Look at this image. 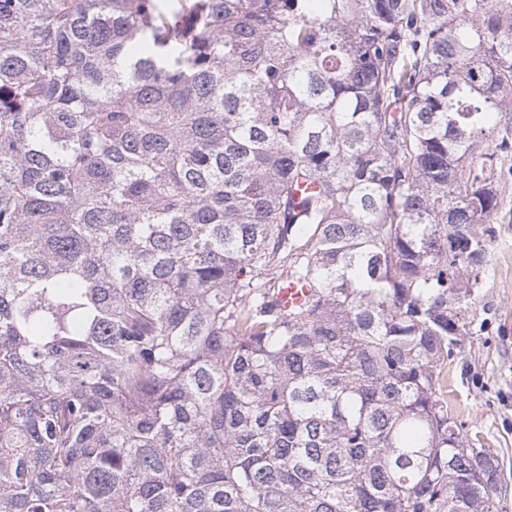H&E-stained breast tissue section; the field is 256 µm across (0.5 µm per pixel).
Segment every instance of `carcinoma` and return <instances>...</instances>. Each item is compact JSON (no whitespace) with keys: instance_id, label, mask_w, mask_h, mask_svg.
I'll return each mask as SVG.
<instances>
[{"instance_id":"carcinoma-1","label":"carcinoma","mask_w":512,"mask_h":512,"mask_svg":"<svg viewBox=\"0 0 512 512\" xmlns=\"http://www.w3.org/2000/svg\"><path fill=\"white\" fill-rule=\"evenodd\" d=\"M496 112L512 0H0V512H498ZM496 184L491 261L468 298V334L448 365V399L476 448L497 455L508 490L496 493L498 512H512V150Z\"/></svg>"}]
</instances>
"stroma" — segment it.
<instances>
[{
  "instance_id": "obj_1",
  "label": "stroma",
  "mask_w": 512,
  "mask_h": 512,
  "mask_svg": "<svg viewBox=\"0 0 512 512\" xmlns=\"http://www.w3.org/2000/svg\"><path fill=\"white\" fill-rule=\"evenodd\" d=\"M497 183L491 261L468 299L467 334L448 366V398L476 447L497 455L509 488L498 512H512V152Z\"/></svg>"
}]
</instances>
